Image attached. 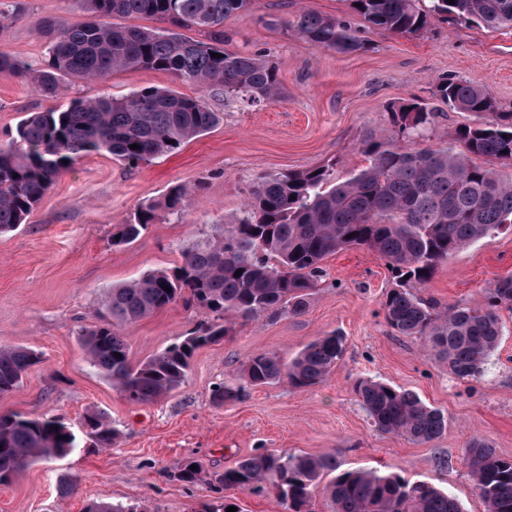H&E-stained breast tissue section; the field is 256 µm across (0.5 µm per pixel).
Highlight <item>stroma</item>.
I'll return each mask as SVG.
<instances>
[{"instance_id":"stroma-1","label":"stroma","mask_w":512,"mask_h":512,"mask_svg":"<svg viewBox=\"0 0 512 512\" xmlns=\"http://www.w3.org/2000/svg\"><path fill=\"white\" fill-rule=\"evenodd\" d=\"M25 10L0 23V53L37 70L46 56L34 30L44 16L71 27L86 20L78 0H23ZM300 10L347 22L368 41L366 51L344 55L286 31L283 19ZM227 50L256 52L273 62L283 98L248 105L210 97L223 122L175 153L137 165L91 153L77 159L46 192L26 223L0 234V345L39 352L20 388L0 396V415L53 416L79 427L89 409L106 412L119 430L112 448L85 438L66 457L35 463L0 484V512H84L93 501L144 506L146 512H200L225 493L174 480L171 470L193 458L208 470L233 466L258 451L332 453L343 470L375 468L448 491L463 512H485L463 462L481 438L512 457V311L501 310L503 335L487 374L459 380L444 363L426 357L424 342L399 336L382 310L392 274L378 254L348 249L327 256L324 276L305 313L237 322L232 336L199 349L187 381L171 396L133 404L86 361L79 342L93 322L101 294L156 269L182 262V251L241 216L261 175L332 165L344 181L368 160L359 143L388 126V109L416 99L438 117L418 141L400 147L455 145L456 132L473 123L433 95L439 79L463 76L486 87L499 111L512 112V29L488 30L435 21L416 36L365 29L349 0H253L228 17ZM173 85L169 75L115 73L105 81L71 83L55 100L0 73V142L15 136L30 113L62 108L77 98L120 97L145 86ZM176 86V85H173ZM178 92L193 96L194 86ZM190 187L181 214L159 212L130 244L112 233L143 202L173 185ZM512 274V227L478 240L441 264L420 288L439 307H483L486 288ZM202 311L176 302L125 329L129 357L141 362L186 336ZM336 332L346 349L319 386L285 383L250 388L217 406L211 390L235 386L246 357L272 353L289 360L319 336ZM378 378L416 392L448 418V429L429 444L378 431L355 394L360 379ZM74 484L70 495L61 480Z\"/></svg>"}]
</instances>
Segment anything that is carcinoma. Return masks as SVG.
Here are the masks:
<instances>
[{"instance_id":"1","label":"carcinoma","mask_w":512,"mask_h":512,"mask_svg":"<svg viewBox=\"0 0 512 512\" xmlns=\"http://www.w3.org/2000/svg\"><path fill=\"white\" fill-rule=\"evenodd\" d=\"M78 2L88 15L79 25L60 28L50 17L37 21L47 49L42 69L31 70L0 54V72L49 99L75 80L102 81L115 72L151 70L195 86L199 95L143 87L121 97L75 99L64 110L51 107L31 114L18 125L15 137L0 143V233L24 223L60 174L83 154L104 152L129 164L149 162L223 121V113L210 107L213 94L252 103L284 95L274 63L261 54L224 49V19L247 9L251 0ZM350 2L368 28L393 35L418 34L432 20L448 18L488 30L512 29V0H428L424 8L418 6L420 0ZM118 18L154 19L169 27L121 25L115 23ZM284 25L340 54L366 48L350 25L333 18L300 12ZM192 29L205 39L184 34ZM434 96L450 109L477 117L457 132L461 152L451 147L404 149L385 134L371 132L360 141L369 165L344 182H334L326 166L260 177L243 217L185 248L181 265L149 271L105 292L97 320L80 332L89 364L128 401H159L186 382L198 349L223 341L239 320L302 314L323 277L325 256L364 248L386 260L396 279L397 287L382 303L396 334L424 337L430 355L460 380L483 376L502 336L500 311H512V275L494 280L480 309L457 305L442 310L414 289L464 246L512 224V181L472 160L512 162V112L497 111L488 90L468 79L443 78L435 84ZM435 118L426 104L408 101L391 108L389 125L404 138L421 139ZM190 193L191 188L174 185L160 198L140 204L117 225L120 239L112 244L137 240L160 211L182 212ZM182 298L205 318L183 339L132 363L123 328ZM344 352L345 338L331 333L311 341L290 361L271 353L252 354L242 364L244 385L221 383L212 389L211 400L222 406L242 398L247 386L284 381L294 388L318 386ZM39 361L33 349L0 345V395L16 390ZM355 392L381 432L428 443L448 429V418L412 391L367 378L358 381ZM80 424L95 448L112 447L120 435L99 410L86 413ZM75 442L71 428L55 417L0 415V483L20 477L35 462L67 456ZM466 464L486 512H512V458L476 439ZM337 469L332 453L263 451L222 470L206 471L198 461L186 459L177 463L173 478L221 490L265 491L286 512H314L315 492L331 474L323 493L334 512H462L454 497L428 482L377 469L339 474ZM85 512L138 509L100 501Z\"/></svg>"}]
</instances>
